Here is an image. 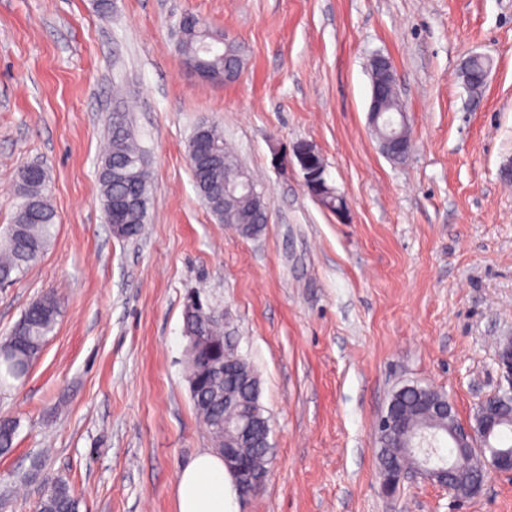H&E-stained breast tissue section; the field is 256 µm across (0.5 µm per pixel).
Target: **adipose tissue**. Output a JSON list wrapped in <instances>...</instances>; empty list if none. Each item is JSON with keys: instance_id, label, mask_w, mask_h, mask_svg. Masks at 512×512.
<instances>
[{"instance_id": "1", "label": "adipose tissue", "mask_w": 512, "mask_h": 512, "mask_svg": "<svg viewBox=\"0 0 512 512\" xmlns=\"http://www.w3.org/2000/svg\"><path fill=\"white\" fill-rule=\"evenodd\" d=\"M231 482L220 455L197 454L178 475L177 512H234Z\"/></svg>"}]
</instances>
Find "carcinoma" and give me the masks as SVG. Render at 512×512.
I'll use <instances>...</instances> for the list:
<instances>
[{"label":"carcinoma","instance_id":"cac0c4a2","mask_svg":"<svg viewBox=\"0 0 512 512\" xmlns=\"http://www.w3.org/2000/svg\"><path fill=\"white\" fill-rule=\"evenodd\" d=\"M208 25L196 16L187 20L177 48L185 57L195 56L202 32ZM206 71L212 75L237 77L242 67L241 47L233 42L223 45L221 53L209 57ZM203 147L191 138L188 150L189 165L198 193L215 218L231 224L244 236L257 235L268 223V209L255 203L247 194H238L229 205H224V188L235 183L240 160L224 143V137L210 127L209 148L201 155ZM22 203L7 235L0 237V277L15 278L51 246L55 239L56 212L47 195L45 170L37 165L24 167L20 175ZM144 152L137 144L130 128L127 114L112 113V133L109 149L99 174L102 206L106 222L121 224V238L138 236L147 219L148 189ZM60 314V304L53 295H44L26 308L9 336L0 342V384L9 380L22 381L30 367L40 357ZM184 332L187 337H202L189 342L188 378L201 384L190 388L194 407L206 425L217 451L224 448V403L213 400V392L235 388L236 379L230 375L223 382L207 381L210 368L224 363V344L234 342L233 336L224 331V323L213 316V310L195 302L184 310ZM396 397L403 420V430H389L379 440L380 468H411L418 464V457L411 451L414 433L421 430L448 432V419L436 418L428 409L432 400H446L441 392L418 385L402 388ZM17 423L9 418L0 419V455L13 448ZM249 466L255 471L267 470L268 455L261 448H244ZM459 468L463 474L460 498H466L468 481L485 470L484 456L467 450L460 455ZM40 512H78V502L69 488L60 482L51 486L40 503Z\"/></svg>","mask_w":512,"mask_h":512}]
</instances>
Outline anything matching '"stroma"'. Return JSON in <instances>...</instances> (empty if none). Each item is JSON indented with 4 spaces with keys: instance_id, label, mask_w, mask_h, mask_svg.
I'll return each mask as SVG.
<instances>
[{
    "instance_id": "obj_1",
    "label": "stroma",
    "mask_w": 512,
    "mask_h": 512,
    "mask_svg": "<svg viewBox=\"0 0 512 512\" xmlns=\"http://www.w3.org/2000/svg\"><path fill=\"white\" fill-rule=\"evenodd\" d=\"M194 15L244 49L230 83L177 50ZM392 58L414 142L402 163L367 121L369 60ZM492 69L470 95L461 68ZM129 113L150 171L136 240L104 218L99 170L112 115ZM202 123L266 201L256 237L219 223L194 185ZM308 141L346 216L306 191ZM512 0H0V235L19 174L48 175L57 236L0 288V337L35 299L61 315L23 385L0 455V512H38L52 482L78 512H177V477L211 450L190 397L183 313L226 315L270 419L267 481L236 512H449L425 480L381 491L380 414L405 385L445 393L461 421L506 388L512 342ZM461 512H512L489 473Z\"/></svg>"
}]
</instances>
